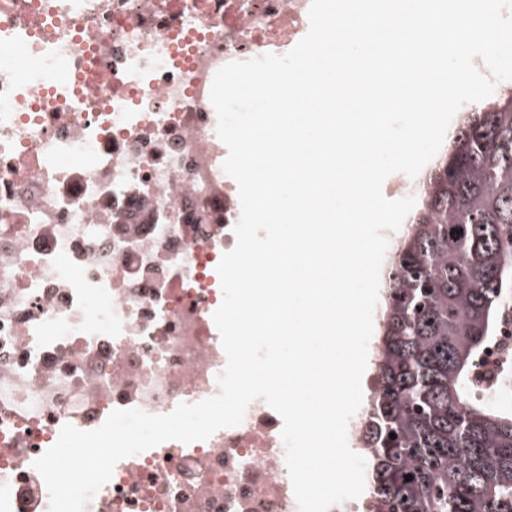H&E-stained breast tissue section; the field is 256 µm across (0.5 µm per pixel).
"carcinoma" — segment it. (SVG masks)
<instances>
[{
  "mask_svg": "<svg viewBox=\"0 0 512 512\" xmlns=\"http://www.w3.org/2000/svg\"><path fill=\"white\" fill-rule=\"evenodd\" d=\"M424 178L380 281L371 512H512V410L471 381L512 293V93L463 112Z\"/></svg>",
  "mask_w": 512,
  "mask_h": 512,
  "instance_id": "obj_1",
  "label": "carcinoma"
}]
</instances>
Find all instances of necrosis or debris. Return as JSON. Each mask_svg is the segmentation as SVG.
<instances>
[{"instance_id": "obj_1", "label": "necrosis or debris", "mask_w": 512, "mask_h": 512, "mask_svg": "<svg viewBox=\"0 0 512 512\" xmlns=\"http://www.w3.org/2000/svg\"><path fill=\"white\" fill-rule=\"evenodd\" d=\"M311 0H0V512H49L65 424L216 395L217 266L241 203L216 71L289 52ZM512 397V319L491 347ZM282 417L119 461L85 512H299Z\"/></svg>"}]
</instances>
